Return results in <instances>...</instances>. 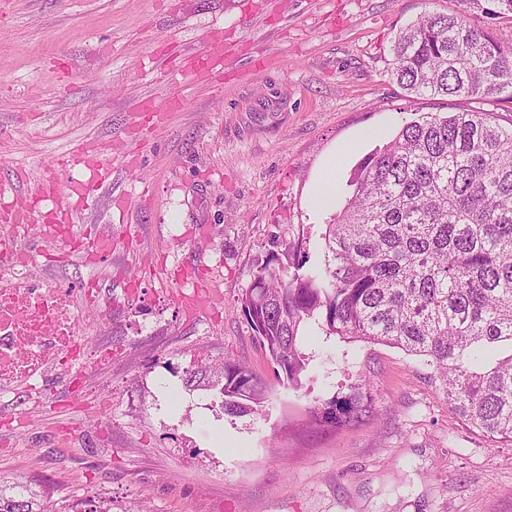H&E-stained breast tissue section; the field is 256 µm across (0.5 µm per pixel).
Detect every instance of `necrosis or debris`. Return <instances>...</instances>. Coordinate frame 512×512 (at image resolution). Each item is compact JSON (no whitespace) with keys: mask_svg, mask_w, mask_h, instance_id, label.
Segmentation results:
<instances>
[{"mask_svg":"<svg viewBox=\"0 0 512 512\" xmlns=\"http://www.w3.org/2000/svg\"><path fill=\"white\" fill-rule=\"evenodd\" d=\"M27 263L16 249L0 261V392L35 386L60 363L80 371L88 366L72 290L23 285L19 273Z\"/></svg>","mask_w":512,"mask_h":512,"instance_id":"obj_1","label":"necrosis or debris"}]
</instances>
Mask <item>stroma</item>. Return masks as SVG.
Listing matches in <instances>:
<instances>
[{
    "instance_id": "obj_1",
    "label": "stroma",
    "mask_w": 512,
    "mask_h": 512,
    "mask_svg": "<svg viewBox=\"0 0 512 512\" xmlns=\"http://www.w3.org/2000/svg\"><path fill=\"white\" fill-rule=\"evenodd\" d=\"M457 0H0V182L31 197L87 179L59 154L100 144L111 165L75 239L112 237L86 260L30 231L27 280L79 289L89 352L77 373L0 393V475L45 488L52 512H512V446L453 415L422 359L304 326L301 391L278 380L239 301L271 233L307 234L323 257L317 185L335 200L363 160L423 112L477 109L412 98L390 74L392 41ZM224 44L219 73L152 129L147 101L175 71ZM265 70L249 66L251 57ZM138 154L129 166V154ZM112 305L111 328L95 310ZM234 358L270 387L265 414L225 415L185 389L198 359ZM370 379L374 413L349 427L310 411Z\"/></svg>"
}]
</instances>
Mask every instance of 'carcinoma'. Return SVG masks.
Here are the masks:
<instances>
[{"instance_id":"cac0c4a2","label":"carcinoma","mask_w":512,"mask_h":512,"mask_svg":"<svg viewBox=\"0 0 512 512\" xmlns=\"http://www.w3.org/2000/svg\"><path fill=\"white\" fill-rule=\"evenodd\" d=\"M463 10L426 11L400 30L391 76L416 97L512 101V26L478 28ZM326 219L323 265L306 242L271 240L241 307L293 390L310 357L313 321L345 343L399 348L432 366L451 411L481 435L512 444V128L480 110L427 112L404 124L350 181ZM189 388L215 390L222 409L261 415L266 383L231 359L186 371ZM369 380L310 410L321 427L372 413ZM0 512H51L43 490L0 475Z\"/></svg>"}]
</instances>
